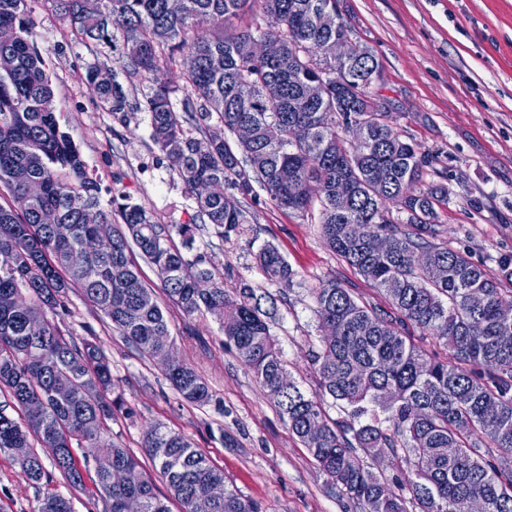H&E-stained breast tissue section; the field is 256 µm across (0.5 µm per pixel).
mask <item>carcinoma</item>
I'll return each instance as SVG.
<instances>
[{
  "label": "carcinoma",
  "mask_w": 512,
  "mask_h": 512,
  "mask_svg": "<svg viewBox=\"0 0 512 512\" xmlns=\"http://www.w3.org/2000/svg\"><path fill=\"white\" fill-rule=\"evenodd\" d=\"M257 1L265 24L226 33ZM28 2L0 0V27L16 31L0 43V188L11 197L0 204V299L26 296L21 310L0 304V450L27 449L16 462L38 486L33 512L73 507L51 487L32 438L55 449L52 465L74 489H85L83 470L93 466L95 495L108 512H127L130 501L136 512H170L172 499L181 512H265L234 489L211 498L224 472L183 435L156 424L143 448L166 481L168 493H160L137 456L109 435L122 401L109 397L104 350L65 337L47 320L77 287L144 355L155 360L172 349L169 321L131 260L135 248L185 316L205 313L219 324L224 345L254 373L328 489L360 512H469L474 502L483 512H512V290L504 287L512 256L491 271L432 242L448 187L423 183L436 159L402 139L372 101L370 88L382 79L375 54L368 49L355 63L323 55L325 43L352 33L336 17L337 0H182L178 14L168 0H100L95 13L84 12L82 0H49L73 39L98 56L86 81L112 71V82L99 86V107L149 114L151 141L221 239L249 223L242 200L259 187L278 208L307 215L319 207L327 245L384 292L387 310L356 300L334 280L312 289L320 328L336 327L313 355L321 394L312 396L288 372L272 332L273 298L247 284L225 287L224 274L203 267V256L190 259L172 247L170 229L142 205L120 204L118 221L101 206V187L52 107ZM266 39L282 46L278 58L254 53ZM175 67L180 85L168 79ZM120 71L151 76L133 104ZM241 80L253 85L247 102L235 95ZM241 126L252 138L229 142L225 132ZM283 169L292 180L280 179ZM392 206L406 215L403 223ZM88 208L112 225L108 253L86 251L97 231L83 223ZM46 210L57 223H42ZM380 236L388 242L382 253L374 247ZM256 260L270 280L290 285L293 271L276 247L264 245ZM473 291L484 293L482 306L469 301ZM32 318L46 321L42 335L28 334ZM416 330L443 342L454 362L426 356ZM165 375L186 402L210 401L207 383L185 362ZM324 394L345 405L348 418H330ZM384 454L413 461L401 492L368 465Z\"/></svg>",
  "instance_id": "carcinoma-1"
}]
</instances>
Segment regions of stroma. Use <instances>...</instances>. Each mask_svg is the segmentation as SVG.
I'll return each mask as SVG.
<instances>
[{"instance_id":"35a3bbf8","label":"stroma","mask_w":512,"mask_h":512,"mask_svg":"<svg viewBox=\"0 0 512 512\" xmlns=\"http://www.w3.org/2000/svg\"><path fill=\"white\" fill-rule=\"evenodd\" d=\"M30 6L53 107L98 181L102 203L128 197L161 224L196 222L193 199L150 140L148 114L125 122L100 108L85 80L91 53L72 40L49 0ZM338 6L353 40L373 50L382 67L384 80L373 92L387 103L393 127L435 157L427 179L448 187L435 243L496 269L512 255V0H339ZM245 207L252 220L231 240L207 225L196 231L192 251L227 285L243 279L275 298L273 333L288 369L306 393H316L312 355L321 349V331L311 289L333 279L364 303L383 308L386 298L326 247L317 213L276 208L263 192ZM266 244L292 266L290 287L269 281L256 266L254 255ZM136 264L143 283L158 292L175 356L207 380L212 399L201 407L181 400L163 366L72 289L48 318L65 336L97 342L110 358L112 392L124 402L111 423L113 440L140 453L146 430L159 423L201 449L223 470L228 488L260 500L266 512H355L341 493L328 492L266 391L225 346L217 322L205 314L185 318L160 293L155 268L142 258ZM36 495L11 451L0 450V512H32Z\"/></svg>"}]
</instances>
